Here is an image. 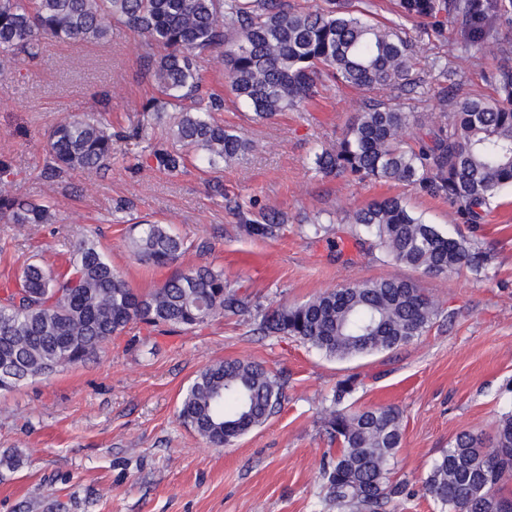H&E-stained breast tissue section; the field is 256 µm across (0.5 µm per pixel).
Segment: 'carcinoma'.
<instances>
[{"label": "carcinoma", "mask_w": 512, "mask_h": 512, "mask_svg": "<svg viewBox=\"0 0 512 512\" xmlns=\"http://www.w3.org/2000/svg\"><path fill=\"white\" fill-rule=\"evenodd\" d=\"M448 7L485 42L484 20L502 10L501 0H399L398 15L424 18ZM140 37L161 97L143 111L161 125L177 111L169 140L150 150V166L170 174L185 167L184 150L199 152L211 168L243 156L249 140L215 118L224 98L207 91L198 59L224 49L226 78L234 96L257 119H269L312 99L326 79L364 91L403 92L418 83L414 47L397 26L358 15L337 0L298 10L287 0H0V50L38 56L43 40L96 43L112 22ZM498 98L469 94L448 122L425 125L401 108L369 103L348 122L336 146L315 155L325 175L393 181L428 189L448 201L459 224L483 223L491 203L512 188V63L490 75ZM119 137L138 144L153 139L138 121ZM114 135L104 123L78 115L48 133L49 170H99L112 164ZM11 224H51L50 207L22 201L0 186V219ZM245 224L250 235L273 238L282 218ZM351 223L374 238L398 264L441 276L466 268L488 269V253L460 229L449 233L410 212L399 197L374 200ZM131 237L132 257L157 267L175 264L190 248L166 224L143 221ZM248 296L208 266L172 274L148 292L133 288L90 238L80 240L67 269L53 273L26 265L19 282L0 288V390L49 377L85 362L129 324L191 329L226 315L251 312ZM438 315L434 301L411 281L385 278L324 292L294 305L256 311L258 330L293 336L330 359H350L404 346L426 333ZM351 378L331 399L328 427L336 455L325 463L330 501L358 512H389L406 487L391 481L401 448L399 410L354 409ZM283 383L263 365L239 359L200 369L182 393L179 419L209 444L223 447L264 425L280 408ZM512 480V410L485 439L459 433L436 458L422 489L440 512H512L502 494Z\"/></svg>", "instance_id": "1"}]
</instances>
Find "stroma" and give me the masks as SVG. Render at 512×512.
<instances>
[{"mask_svg":"<svg viewBox=\"0 0 512 512\" xmlns=\"http://www.w3.org/2000/svg\"><path fill=\"white\" fill-rule=\"evenodd\" d=\"M489 20L494 36L470 45L468 30L441 12L411 19L418 87L377 99L400 104L426 124L440 123L464 93L495 98L489 73L512 60V4ZM145 47L120 24L102 43H47L36 59H0V156L10 158L8 190L50 205L53 223L0 220V284L31 262L61 270L73 246L92 236L113 266L143 292L169 269L135 262L129 219L170 225L189 250L177 266L221 270L262 307L292 305L348 283L417 281L439 304L423 336L396 350L349 360L326 358L286 335L264 336L248 315L190 330L128 325L85 363L30 379L0 394V454L21 466L0 470V512H351L326 500L321 472L337 444L327 429L338 382L355 377L354 408L393 406L402 446L392 478L408 494L393 512H439L422 491L433 461L463 431L491 436L512 409V189L500 192L477 238L491 257L489 274L469 270L430 276L388 261L358 240L349 216L382 197L401 198L433 224L453 229L457 216L428 190L316 173L315 152L336 144L367 98L341 84L321 87L303 108L254 119L228 92L224 54L198 66L206 88L223 93L226 125L251 143L242 158L212 170L189 157L177 175L136 167L118 142L112 164L90 172L46 171L49 130L62 119L101 114L113 130L143 117L156 89ZM447 63V73L431 67ZM447 88V99L431 93ZM278 213L277 238L248 235L246 221ZM321 232H313V225ZM224 359L263 364L284 380V400L260 428L234 445L212 447L178 417L181 394L196 372Z\"/></svg>","mask_w":512,"mask_h":512,"instance_id":"stroma-1","label":"stroma"}]
</instances>
